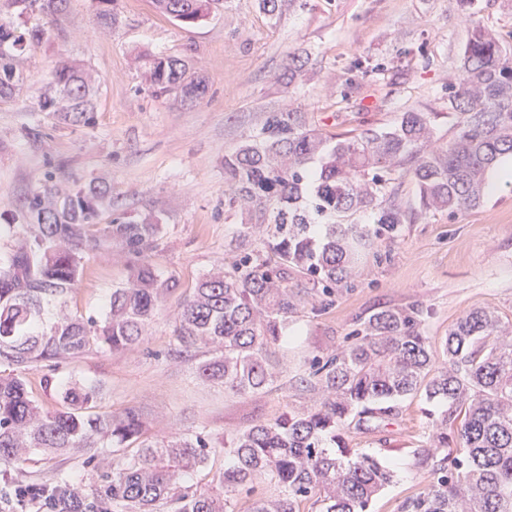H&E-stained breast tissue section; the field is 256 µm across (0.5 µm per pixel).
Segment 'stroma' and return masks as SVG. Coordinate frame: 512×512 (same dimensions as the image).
Instances as JSON below:
<instances>
[{
  "instance_id": "35a3bbf8",
  "label": "stroma",
  "mask_w": 512,
  "mask_h": 512,
  "mask_svg": "<svg viewBox=\"0 0 512 512\" xmlns=\"http://www.w3.org/2000/svg\"><path fill=\"white\" fill-rule=\"evenodd\" d=\"M475 16L455 0H277L274 12L260 0H219L209 19L183 26L160 13L153 0H118L117 21L98 18L92 0H65L39 44L14 62L22 76L11 97L0 98V256L16 244L9 227L27 221V203L44 183L76 190L110 187L104 220L123 213L161 216L164 234L150 259L179 286L160 304L141 342L120 351L91 349L82 357L27 373L36 399L55 404V385L70 379L101 384L99 410L135 408L149 439L203 432L215 440L277 417L285 409L313 406L315 396L297 369L304 359L346 344L360 319L417 302L422 333L441 349L449 328L476 308L512 321V186H492L479 208L456 215H415L400 237L369 258L351 289L335 305L290 315L279 352L292 369L271 391L237 396L199 377L202 349L175 346L177 314L204 275L231 271L228 247L241 222L228 207L224 154L259 126L264 113L300 111L327 130L336 115L356 113L367 127L393 124L400 112L437 113L436 132L451 139L448 84L472 23L512 37V0H479ZM181 59L204 76L208 92L190 102L157 96L144 77L145 59ZM84 65L95 80V120L73 125L40 110L38 102L58 61ZM384 63L381 84L353 78L355 61ZM134 258L121 246L86 256L80 285L68 305L100 313L113 288L127 279ZM54 386L41 387L44 377ZM441 403L407 396L384 429L352 431L355 452L377 456L396 470L371 512H397L428 482L417 451L429 433L428 412ZM112 451L97 459L67 450L34 453L18 469L0 474V489L17 481L41 484L55 474L89 490Z\"/></svg>"
}]
</instances>
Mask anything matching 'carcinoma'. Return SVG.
I'll list each match as a JSON object with an SVG mask.
<instances>
[{"instance_id":"cac0c4a2","label":"carcinoma","mask_w":512,"mask_h":512,"mask_svg":"<svg viewBox=\"0 0 512 512\" xmlns=\"http://www.w3.org/2000/svg\"><path fill=\"white\" fill-rule=\"evenodd\" d=\"M183 25L206 20L215 0H155ZM107 24L117 21V0H95ZM47 35L37 22L23 32L0 25V98L11 95L12 60L24 45ZM462 77L448 84V108L458 117L454 138L436 136V112L410 109L389 127L313 126L305 112H266L249 143L224 154V181L247 205L236 241L232 273L205 277L182 305L174 339L205 348L199 366L208 380L237 395L262 392L288 374L275 350L288 336V315L299 307L319 311L350 286L358 261L374 245L400 237L420 210L454 213L483 204L489 175L512 155V44L480 24L468 30L460 58ZM157 96L175 92L202 98L205 77L187 75L170 57H148ZM93 87L77 63L62 61L40 97V110L65 122L94 121ZM416 187L418 206L399 190ZM108 193L90 183L62 196L46 186L28 203L29 223L19 244L0 260V362L17 372L0 375V470L33 452L125 448L131 458L80 496L69 479L41 484L65 512H238L236 496L255 484L276 488L252 500L248 512H300L311 500L318 512H369L374 495L395 472L369 454L353 452L346 435L380 429L395 402L413 394L439 400L418 455L429 467L423 491L399 512H512V323L497 312L472 310L448 331L443 353L420 332L423 308L411 303L361 320L350 341L326 357L304 362L303 382L317 396L303 413L284 412L217 444L210 436L150 441L140 415L126 409L94 411L100 394L91 381L57 390L53 408L33 395L26 371L41 363L74 359L91 347L116 351L140 343L165 295L178 288L146 256L164 233L155 214L101 223ZM362 213L372 221L363 224ZM120 243L138 257L125 283L112 289L109 310L98 319L67 311L87 254ZM456 447H448V438ZM229 463L218 489L187 484L217 448Z\"/></svg>"}]
</instances>
